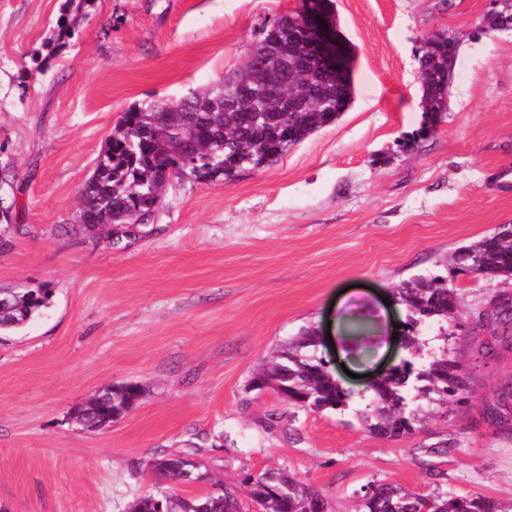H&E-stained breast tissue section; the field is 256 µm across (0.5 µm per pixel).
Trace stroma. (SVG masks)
I'll list each match as a JSON object with an SVG mask.
<instances>
[{"instance_id":"obj_1","label":"stroma","mask_w":512,"mask_h":512,"mask_svg":"<svg viewBox=\"0 0 512 512\" xmlns=\"http://www.w3.org/2000/svg\"><path fill=\"white\" fill-rule=\"evenodd\" d=\"M302 0H0V288L51 303L0 333V512H130L161 452L196 449L208 480L246 491L279 470L353 512L371 484L483 497L512 512V426L483 418L512 386V350L472 367L474 393L415 434L358 421L376 376L444 347L468 353L472 312L498 282L452 263L456 248L512 224V34L489 32L494 0H332L354 99L273 165L230 181L173 179L131 243L79 229L80 193L131 107L178 99L240 68L264 27ZM71 36L54 46L59 17ZM457 40L445 112L427 137L425 37ZM416 275L461 296L443 338L422 323L419 356L385 297ZM349 393L345 411H297L250 389L258 364L301 329ZM142 398L89 431L75 407L110 386ZM281 414L277 426L264 422ZM455 439L439 451L437 443Z\"/></svg>"}]
</instances>
